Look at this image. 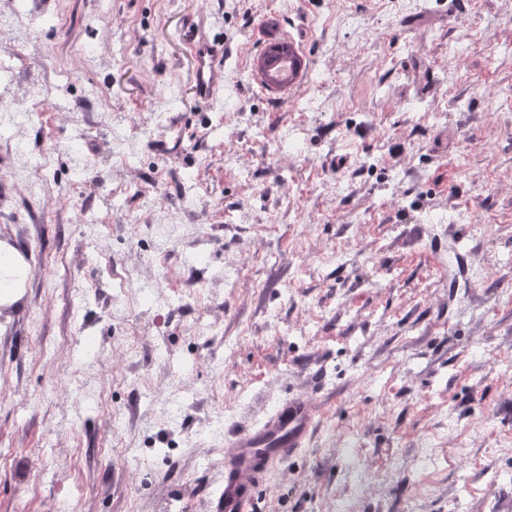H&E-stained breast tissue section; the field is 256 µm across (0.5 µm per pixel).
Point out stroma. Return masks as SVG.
Returning a JSON list of instances; mask_svg holds the SVG:
<instances>
[{"instance_id": "stroma-1", "label": "stroma", "mask_w": 512, "mask_h": 512, "mask_svg": "<svg viewBox=\"0 0 512 512\" xmlns=\"http://www.w3.org/2000/svg\"><path fill=\"white\" fill-rule=\"evenodd\" d=\"M10 3L0 512H211L300 393L254 512H512V0ZM273 16L288 92L245 61ZM189 33L229 50L210 106ZM274 45L281 47L282 51L272 57L263 56L266 78L259 71L261 81L267 85L269 79L274 78L286 86L296 85L297 76L292 77V74L295 70L299 72L302 68V55L295 44L286 36L280 37L277 41L272 42L269 47ZM268 48L265 52L269 51ZM315 418L309 399L294 396L279 404L263 425L224 441V489L215 512L253 511L255 481L307 446Z\"/></svg>"}]
</instances>
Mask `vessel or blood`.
Listing matches in <instances>:
<instances>
[{"label":"vessel or blood","instance_id":"obj_1","mask_svg":"<svg viewBox=\"0 0 512 512\" xmlns=\"http://www.w3.org/2000/svg\"><path fill=\"white\" fill-rule=\"evenodd\" d=\"M275 56L265 58V76L295 85L303 57L288 37L277 41ZM192 90L201 102L222 98L227 75L224 43L201 38L191 44ZM315 418L309 399L294 396L279 404L263 425L234 434L224 442V489L214 512H252L254 485L271 466L283 464L306 447Z\"/></svg>","mask_w":512,"mask_h":512}]
</instances>
